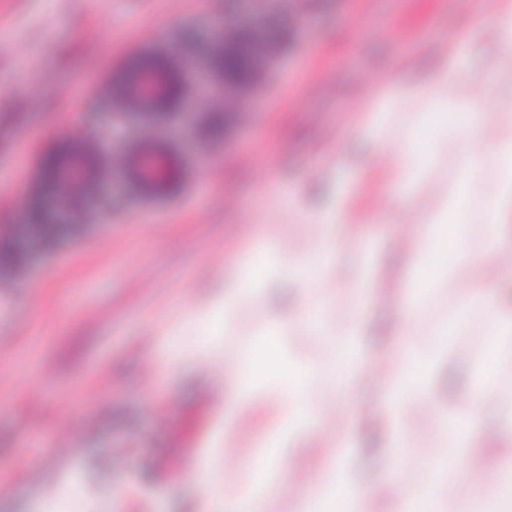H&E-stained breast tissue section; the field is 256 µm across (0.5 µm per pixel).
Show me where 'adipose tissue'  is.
Wrapping results in <instances>:
<instances>
[{
	"label": "adipose tissue",
	"mask_w": 512,
	"mask_h": 512,
	"mask_svg": "<svg viewBox=\"0 0 512 512\" xmlns=\"http://www.w3.org/2000/svg\"><path fill=\"white\" fill-rule=\"evenodd\" d=\"M470 38L491 42L500 52L502 59L489 76L471 78L466 89H459L457 80L465 74L469 60L456 52L444 54L427 76L409 90L418 106L416 112L410 113L407 120H400L389 110L390 95L383 94L371 107L366 126L377 145L376 161L389 169L397 184L410 190L426 178L434 153L449 146L455 151L458 177L444 188L435 206L408 196L401 199L399 209L382 212L390 224L400 222L399 211L403 208L419 211L423 216L416 235H402L398 243L402 251L421 257L415 266L418 294H427L444 274L432 259L436 253L454 256L462 269L477 271L489 288L488 294L480 298L463 295L452 322H439L424 333L416 329L420 304L407 308L403 326L408 339L393 360L386 389L396 413L416 402L429 405L426 391L417 385L427 357L438 336L464 335L474 315L485 319V368L495 371L503 356L512 355V309H502L491 294L498 284L512 280V236L501 231L505 220L512 218V113L499 111L497 98L500 90L512 87V0H499L495 9L481 14ZM460 92L465 95L464 112L459 117L449 115L448 101ZM473 221L480 223L485 240V248L479 253L466 246L463 226ZM343 246L336 235L319 236L311 248L282 251L279 270L274 273L280 280L296 282L303 292L290 321L280 322L279 330L298 324L310 334L323 337L331 348L330 358L311 364L305 378L290 385L288 398L281 403L282 420L287 422L289 433L299 437L315 431L337 398L348 395L350 382L357 375L356 361L348 352L350 337L356 332L355 318H348L346 328L339 331L320 319L330 301L323 283ZM235 263L246 267L255 282L274 275L254 250L241 253ZM243 292L240 282L222 284L209 301L185 310L180 321L212 323L215 313L232 306ZM283 358L280 340H270L260 348L253 341H246L237 391L240 404L253 399L254 383L274 373ZM351 480L347 468L332 465L316 485L306 512H343V486ZM198 496L203 512H264V491L227 493L209 475L199 479Z\"/></svg>",
	"instance_id": "obj_1"
}]
</instances>
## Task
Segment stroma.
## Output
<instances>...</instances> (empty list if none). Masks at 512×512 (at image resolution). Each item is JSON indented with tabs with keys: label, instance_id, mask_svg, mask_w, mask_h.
<instances>
[{
	"label": "stroma",
	"instance_id": "obj_1",
	"mask_svg": "<svg viewBox=\"0 0 512 512\" xmlns=\"http://www.w3.org/2000/svg\"><path fill=\"white\" fill-rule=\"evenodd\" d=\"M473 21L459 0H235L229 10L224 0H0V198L8 201L0 225L15 248L0 261V512H32L37 501L51 512H108L111 490L122 486L123 512H200V455L213 456L214 480L230 491L271 460L267 512H304L308 490L342 458L372 489L375 512H397L400 496L384 479L401 454L395 435L429 446L434 435L398 423L382 393L347 395L341 423L272 456L263 396L235 402L240 336L265 334L273 318L287 317L301 298L294 284H264L273 302L238 305L212 364L172 379L159 374L163 331L183 306L206 300L208 285L262 230L296 248L324 233L288 202L326 207L339 172H350L352 221L323 318L334 325L356 311L350 351L364 367L385 370L403 347L393 324L414 276L411 265L390 260L403 225L375 219L402 190L357 131L378 92L418 81L445 52L465 49L473 73L484 74L497 52L471 41ZM288 24L293 42L259 57L252 89L226 103L211 68L226 28L247 25L268 40ZM185 27L205 39L196 59L215 94L189 116L128 117L126 135L112 134L111 113L101 114L104 132L93 137L94 104L122 107L113 81L128 62L150 51L175 65ZM215 111L229 112L226 127H212ZM146 144L175 161L177 194L147 193L129 176L125 160ZM56 149L92 150L100 188L121 193L125 208L99 215L70 189L63 242L46 251L29 199L45 188L42 156ZM463 291L484 294L485 283L444 280L428 295L422 328L454 313ZM428 364L430 398L447 405L448 374L468 377L472 365L464 354ZM364 407L384 425V443L371 451L355 415ZM223 411L237 420L214 447ZM64 471L78 508L54 495Z\"/></svg>",
	"mask_w": 512,
	"mask_h": 512
}]
</instances>
